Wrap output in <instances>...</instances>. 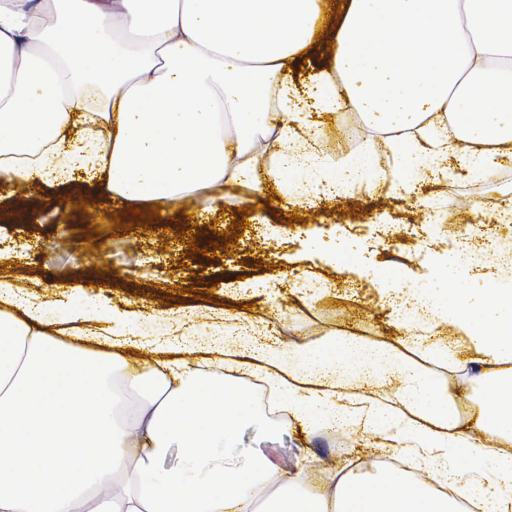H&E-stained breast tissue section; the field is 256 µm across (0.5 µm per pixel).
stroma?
<instances>
[{
    "mask_svg": "<svg viewBox=\"0 0 512 512\" xmlns=\"http://www.w3.org/2000/svg\"><path fill=\"white\" fill-rule=\"evenodd\" d=\"M333 145L353 156L370 146L383 147V135L369 128L363 116L352 112L336 122ZM492 195L512 198V179L492 185L472 178L450 181L448 210L457 230L470 243L496 242L512 247V223L503 224L496 211H487L482 223L471 222L470 203ZM277 198L257 202L240 234L229 231L235 213L219 209L200 215L192 200L157 211L144 208L115 210L111 200L98 197L94 183L76 173L68 188L19 187L0 200V274L11 282L53 298L57 288L83 285L86 291L106 287L114 308L197 307L198 295L223 303L225 310L244 312L256 320H271L289 341V330L301 328L314 339L327 330L345 328L365 338L395 339L379 306L380 296L365 276L366 270L389 273L402 286L408 269L419 260L422 240L435 237L438 248L449 243L447 233L424 221L423 213L400 208L391 198L356 195L323 203L321 211L298 209L297 222L281 215ZM327 223H317L318 214ZM346 234L363 241L367 249L355 272H334L318 255L301 258L302 272L328 280L330 292L306 304L290 291L293 277L280 255L299 252L307 236ZM277 297L281 310L272 315L269 299ZM256 418L241 426L227 458L243 466L257 455L271 458L290 473L303 469L310 492L327 488L325 469L348 462L361 470L376 467L379 451L363 430L305 434L300 427L281 426L258 396Z\"/></svg>",
    "mask_w": 512,
    "mask_h": 512,
    "instance_id": "1",
    "label": "stroma"
}]
</instances>
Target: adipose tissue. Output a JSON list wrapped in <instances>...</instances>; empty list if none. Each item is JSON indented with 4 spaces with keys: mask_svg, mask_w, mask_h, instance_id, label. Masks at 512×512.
<instances>
[{
    "mask_svg": "<svg viewBox=\"0 0 512 512\" xmlns=\"http://www.w3.org/2000/svg\"><path fill=\"white\" fill-rule=\"evenodd\" d=\"M330 3L0 0V187L82 170L130 205L206 211L271 188L310 209L392 190L427 215L449 177L512 166V0H341L332 56L296 80ZM355 111L389 156L329 150L322 117ZM403 296L388 310L405 345L336 330L244 345L252 328L228 311L206 340L178 317L181 341L131 369L158 310L105 316L87 293L55 319L0 279V512H512V281ZM242 370L306 431H369L432 482L339 466L313 496L265 456L228 463L255 413ZM390 376L393 396L373 390ZM473 389L484 405L459 413ZM485 456V471L448 465Z\"/></svg>",
    "mask_w": 512,
    "mask_h": 512,
    "instance_id": "ef3b65f1",
    "label": "adipose tissue"
}]
</instances>
